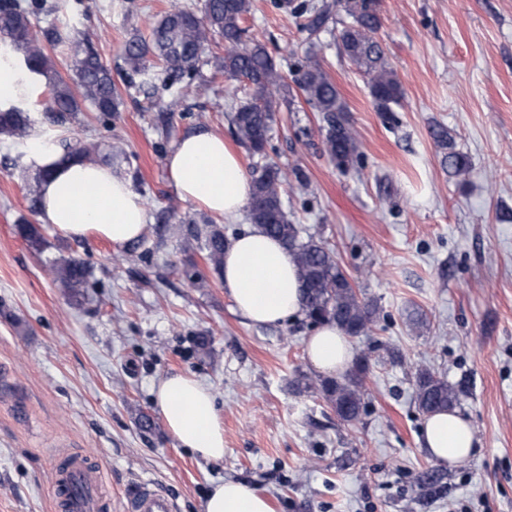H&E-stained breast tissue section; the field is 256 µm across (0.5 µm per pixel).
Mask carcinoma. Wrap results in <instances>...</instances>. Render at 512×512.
Wrapping results in <instances>:
<instances>
[{
    "instance_id": "1",
    "label": "carcinoma",
    "mask_w": 512,
    "mask_h": 512,
    "mask_svg": "<svg viewBox=\"0 0 512 512\" xmlns=\"http://www.w3.org/2000/svg\"><path fill=\"white\" fill-rule=\"evenodd\" d=\"M250 10L251 0H204L201 16L186 6L173 4L154 23L150 40L132 37L126 41L123 60L130 72L127 87L155 88L159 82L168 87L186 77L182 94H192L196 91L193 80L205 46L217 36L224 39V56L214 58V67L229 79L246 78L251 89L246 100L231 107L235 138L256 158L250 166V223L288 249L300 271L305 316L310 323L334 322L348 337L368 336L378 320L377 305L361 297L333 249L312 235L301 236L300 228L289 221L282 197L281 172L266 160L270 132L279 109L277 95L286 87V76L264 44L245 42L242 23ZM291 12L306 16L303 31L309 39L318 36L330 22L338 24L334 32L337 44L356 70L368 78L377 111L391 118L393 107L403 99V90L384 49L375 39L381 27V0H331L319 7L298 3ZM32 13L33 5L23 0H0V60L9 62L18 57L31 74H55L50 82V112L54 121L65 122L80 111L83 103L104 116L119 111L122 95L112 81V72L101 63L92 45L57 26L37 27ZM63 43L70 45L74 58L71 84L56 74L45 52V46ZM296 72V83L305 101L323 114V144L336 168L342 172L359 170L362 156L356 132L322 60L308 54L299 62ZM76 88L80 91L78 95L74 92ZM30 133L31 121L24 110L16 106L0 110V135L24 141ZM430 136L442 152V163L451 176L465 182L471 165L456 150L448 127L436 124L430 128ZM60 144L69 154L109 167L121 160L120 153L104 151L97 141L62 140ZM189 223V233L200 242L206 264L215 274L222 275L228 245L224 227L204 217ZM48 270L71 298L76 300L85 295L90 271L82 261L55 259L48 263ZM367 369L368 359L362 355L341 379L313 382L303 376L298 383L305 389L320 391L341 421L355 423L365 411L363 382ZM459 393V388L430 368L417 369L415 401L421 412L451 409L458 402Z\"/></svg>"
}]
</instances>
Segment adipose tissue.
<instances>
[{"mask_svg":"<svg viewBox=\"0 0 512 512\" xmlns=\"http://www.w3.org/2000/svg\"><path fill=\"white\" fill-rule=\"evenodd\" d=\"M34 168L49 171L42 182L41 215L70 239L96 238L121 248L141 238L146 229L143 199L130 183L107 167L65 157L53 141L35 136L29 142ZM175 190L182 200L211 213L232 217L248 202L250 179L237 153L223 136L197 130L182 136L166 159ZM224 293L249 323L279 325L301 317L302 291L298 269L288 250L259 228L234 239L224 252ZM310 364L328 376L345 375L354 350L336 327L325 323L304 343ZM155 402L177 447L212 462L224 458V424L212 389L195 375L171 372L153 386ZM475 433L458 411L425 416L422 446L441 465L470 457ZM204 512H274L270 498L247 483L226 479L214 483Z\"/></svg>","mask_w":512,"mask_h":512,"instance_id":"ef3b65f1","label":"adipose tissue"}]
</instances>
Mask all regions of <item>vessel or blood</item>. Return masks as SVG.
Here are the masks:
<instances>
[{"label": "vessel or blood", "instance_id": "1", "mask_svg": "<svg viewBox=\"0 0 512 512\" xmlns=\"http://www.w3.org/2000/svg\"><path fill=\"white\" fill-rule=\"evenodd\" d=\"M54 474L56 512H100L99 474L81 455L71 453L59 459ZM125 512H177V505L166 492L143 484L128 493Z\"/></svg>", "mask_w": 512, "mask_h": 512}]
</instances>
